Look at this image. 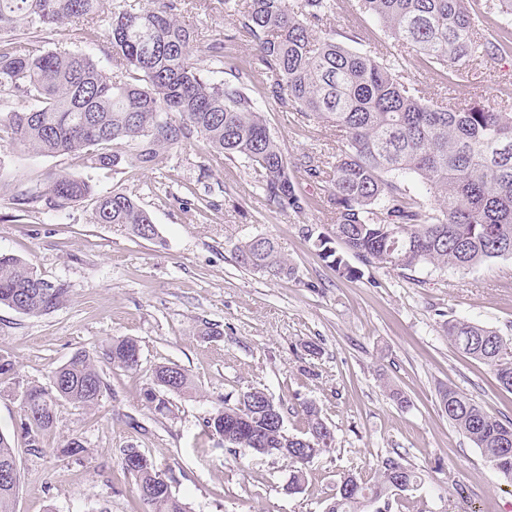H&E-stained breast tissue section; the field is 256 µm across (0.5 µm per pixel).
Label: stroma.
Masks as SVG:
<instances>
[{"mask_svg": "<svg viewBox=\"0 0 512 512\" xmlns=\"http://www.w3.org/2000/svg\"><path fill=\"white\" fill-rule=\"evenodd\" d=\"M116 2L104 0L97 40L73 22L48 33L46 48L90 53L111 70L105 50ZM180 19L196 30L194 55L201 60L211 36L232 33L236 24L224 0H186ZM471 70L472 79L448 84L422 62L408 66L433 101L452 93L491 104L512 94V56L472 62ZM265 85V77L253 78L251 94L284 152L294 159L331 155L334 129L281 111ZM61 168L90 177L99 193L119 188L134 196L158 238L96 223L87 203L28 211L11 204L8 188L42 183ZM1 185L0 254L25 257L39 274L70 287L66 304L45 315L0 306V356L17 365L15 379L0 380V433L14 445L20 473L16 512H150L136 496L134 476L121 467L129 447L153 459L191 512H324L345 474L371 477L379 461L396 454L423 478L418 491L402 496L403 512H512V484L438 403L439 388L449 386L512 421V393L499 387L493 367L464 355L442 332L444 321L460 318L512 338V259L404 274L349 254L346 262L361 276L346 278L302 234L329 224L327 184L297 174L304 211L279 209L246 163L196 140L161 153L150 168L123 174L2 141ZM200 197L208 209H196ZM260 234L288 256L293 277L275 279L236 264L233 244ZM118 337L137 340L139 366L105 368L97 405L62 404L55 429L29 447L20 428L25 387L48 385L75 353L98 354ZM171 363L189 371L195 388L170 396L169 413L156 415L143 391L155 367ZM389 384L405 393L408 407L389 398ZM252 388L287 408L289 432L303 430L306 403L334 430V448L308 464L298 492L288 490V461L235 453L203 431L221 401ZM74 432L83 452L62 453Z\"/></svg>", "mask_w": 512, "mask_h": 512, "instance_id": "obj_1", "label": "stroma"}]
</instances>
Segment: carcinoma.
<instances>
[{"instance_id":"1","label":"carcinoma","mask_w":512,"mask_h":512,"mask_svg":"<svg viewBox=\"0 0 512 512\" xmlns=\"http://www.w3.org/2000/svg\"><path fill=\"white\" fill-rule=\"evenodd\" d=\"M101 0H0V141L42 156H72L96 169L119 174L147 168L163 150L192 138L225 158L241 159L262 179L270 202L301 211L293 173L328 184L331 224L306 237L323 259H332L348 278L357 271L336 255L342 243L369 266L391 270L470 268L512 258V97L494 104L443 97L432 101L409 78L417 58L451 73L475 60L512 54V0H490L500 24L482 27L474 0H360L384 34L400 47L389 59L377 50L358 51L321 29L335 13L336 0H225L239 16L235 33L209 44V65L192 57L195 31L178 19L181 0H147L141 8L112 7L106 73L89 54L39 44L42 32L73 19L95 37ZM246 37L256 46L254 65L269 76L267 97L308 122L336 128V153L327 159L288 157L271 133L264 111L244 82L226 80L224 41ZM426 195L412 191L415 182ZM90 201L99 224H120L130 234L158 235L149 214L127 193L100 195L90 180L65 168L52 173L43 189L22 188L12 204L24 211L38 203L63 208ZM240 267L272 278L291 277L295 268L275 242L264 236L234 244ZM69 286L43 278L19 256L0 254V305L27 316L61 307ZM443 332L463 353L496 368L501 388L512 392V342L500 331L451 319ZM130 337L109 342L101 354H74L55 369L49 386L25 390L21 429L28 445L56 427L63 402L94 406L105 387L101 365L131 370ZM189 373L171 363L153 373L143 397L157 414L170 411L167 391L192 389ZM448 420L480 450L492 468L512 484V422L488 414L452 387L438 391ZM305 430L290 434L284 405L253 388L234 403L224 402L204 421V430L224 437V446L242 454L278 455L291 464L288 491L300 488L305 465L332 448L334 435L320 410L302 409ZM122 469L136 479L140 499L153 512H190L161 479L148 457L123 456ZM401 478L415 491L420 473L389 456L373 480L344 475L352 491L336 493L326 512H366L384 502L390 509L392 484ZM20 476L10 440L0 434V512H15Z\"/></svg>"}]
</instances>
